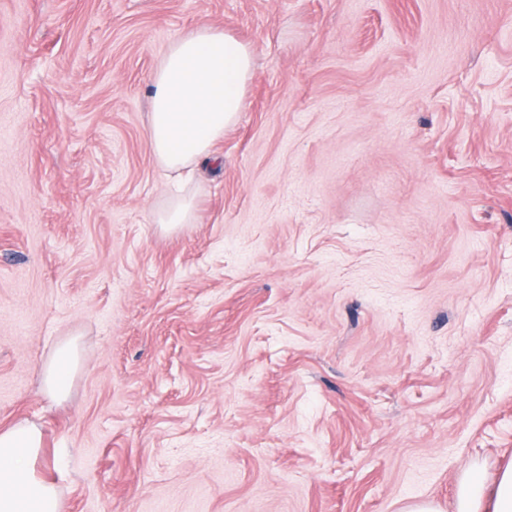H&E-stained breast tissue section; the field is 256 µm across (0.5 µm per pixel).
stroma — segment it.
Returning a JSON list of instances; mask_svg holds the SVG:
<instances>
[{
  "label": "stroma",
  "instance_id": "stroma-1",
  "mask_svg": "<svg viewBox=\"0 0 512 512\" xmlns=\"http://www.w3.org/2000/svg\"><path fill=\"white\" fill-rule=\"evenodd\" d=\"M202 26L255 74L166 232L148 112ZM23 420L64 512H456L512 462V0H0ZM194 209L193 197L184 193L178 194L171 197L167 208L158 213L156 224H160L165 230H170L179 224H189L193 219ZM79 366L77 338L64 340L43 369L42 383L46 395L52 400H64L69 394L72 376Z\"/></svg>",
  "mask_w": 512,
  "mask_h": 512
}]
</instances>
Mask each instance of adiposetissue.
<instances>
[{"mask_svg":"<svg viewBox=\"0 0 512 512\" xmlns=\"http://www.w3.org/2000/svg\"><path fill=\"white\" fill-rule=\"evenodd\" d=\"M254 54L224 30L203 26L176 37L156 72L158 92L149 114V139L160 168L191 172L213 157L215 143L232 128L253 76ZM80 366L77 339L64 340L45 364L46 395L64 400ZM41 429L26 421L0 429V512H62L56 485L37 474ZM456 512H512V464L493 486L463 477Z\"/></svg>","mask_w":512,"mask_h":512,"instance_id":"ef3b65f1","label":"adipose tissue"}]
</instances>
